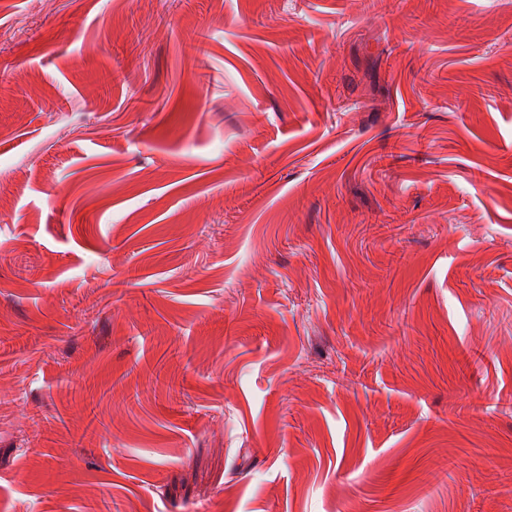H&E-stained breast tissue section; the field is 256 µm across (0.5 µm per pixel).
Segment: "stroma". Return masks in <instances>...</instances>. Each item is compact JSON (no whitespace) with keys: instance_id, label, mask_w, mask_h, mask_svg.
Wrapping results in <instances>:
<instances>
[{"instance_id":"1","label":"stroma","mask_w":512,"mask_h":512,"mask_svg":"<svg viewBox=\"0 0 512 512\" xmlns=\"http://www.w3.org/2000/svg\"><path fill=\"white\" fill-rule=\"evenodd\" d=\"M0 512H512V0H0Z\"/></svg>"}]
</instances>
